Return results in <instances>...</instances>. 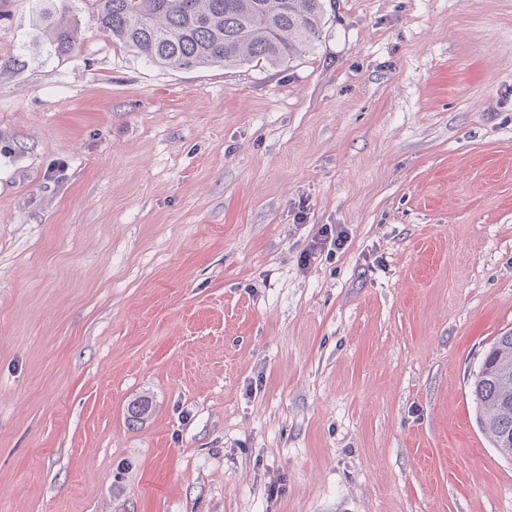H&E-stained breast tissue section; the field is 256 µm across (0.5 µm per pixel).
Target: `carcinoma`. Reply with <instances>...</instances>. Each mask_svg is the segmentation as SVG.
Returning a JSON list of instances; mask_svg holds the SVG:
<instances>
[{"instance_id": "cac0c4a2", "label": "carcinoma", "mask_w": 512, "mask_h": 512, "mask_svg": "<svg viewBox=\"0 0 512 512\" xmlns=\"http://www.w3.org/2000/svg\"><path fill=\"white\" fill-rule=\"evenodd\" d=\"M39 31L54 52L74 49L71 22L53 0H34ZM98 27L112 42L172 70L215 64H281L322 34L324 0H93ZM477 424L512 460V331L499 336L470 380ZM153 410L148 396L128 406V422Z\"/></svg>"}]
</instances>
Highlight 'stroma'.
I'll list each match as a JSON object with an SVG mask.
<instances>
[{
	"label": "stroma",
	"instance_id": "35a3bbf8",
	"mask_svg": "<svg viewBox=\"0 0 512 512\" xmlns=\"http://www.w3.org/2000/svg\"><path fill=\"white\" fill-rule=\"evenodd\" d=\"M326 10L172 71L0 0V512H512V0ZM33 13L39 22V31L45 38L48 45L57 54H65L74 49L76 36L71 22L63 16L56 18L57 10L54 7V0H34ZM346 245V235L339 226H329L321 228L318 232V236L312 241L309 250L303 256L304 262L307 263L311 259L315 258V255H319L327 250V255L341 250ZM477 424L493 447L512 460V331L499 336L470 380Z\"/></svg>",
	"mask_w": 512,
	"mask_h": 512
}]
</instances>
